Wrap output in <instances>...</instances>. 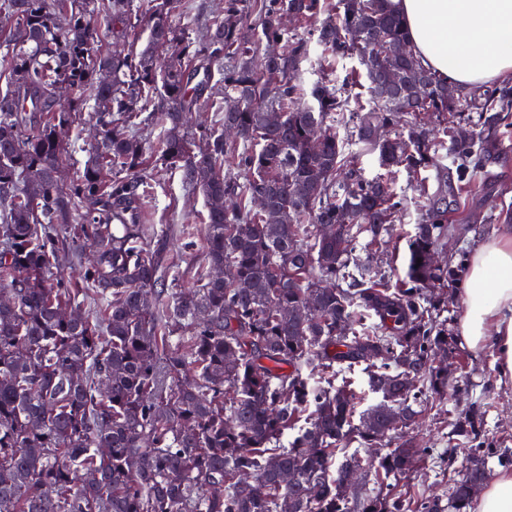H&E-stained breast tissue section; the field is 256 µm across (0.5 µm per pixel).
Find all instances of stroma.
<instances>
[{
    "instance_id": "1",
    "label": "stroma",
    "mask_w": 512,
    "mask_h": 512,
    "mask_svg": "<svg viewBox=\"0 0 512 512\" xmlns=\"http://www.w3.org/2000/svg\"><path fill=\"white\" fill-rule=\"evenodd\" d=\"M92 123V109H84L66 137V148L59 159L63 169L84 164L92 155L93 145L88 136ZM505 145V151L486 158L483 169L466 179H452L448 187L450 224L443 250L453 255L460 283L444 306L450 336L448 363L452 367L451 380L465 383L467 389L428 395L415 436L431 452L417 462L410 476L401 480L402 485L443 503L448 500L450 484L461 477L468 465L466 450L449 436L450 419L469 409H479L484 415L480 439L495 448L512 450V384L499 383L492 352L474 356L456 337L464 311L460 288L468 283L469 257L476 247L511 225L503 210L512 207V138ZM144 180L145 221L169 239L177 286L192 285L205 262L204 200L188 192L177 170L164 165H148ZM396 188L405 197L401 218L389 225L384 251L372 255L374 261L390 270L395 280L405 275L410 237L436 183L403 171L396 176Z\"/></svg>"
}]
</instances>
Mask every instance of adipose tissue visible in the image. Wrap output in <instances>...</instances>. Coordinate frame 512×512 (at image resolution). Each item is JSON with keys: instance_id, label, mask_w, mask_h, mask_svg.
<instances>
[{"instance_id": "1", "label": "adipose tissue", "mask_w": 512, "mask_h": 512, "mask_svg": "<svg viewBox=\"0 0 512 512\" xmlns=\"http://www.w3.org/2000/svg\"><path fill=\"white\" fill-rule=\"evenodd\" d=\"M422 65L460 90L512 79V0H390ZM459 339L492 350L512 380V233L487 240L468 262ZM468 512H512V471L477 494Z\"/></svg>"}]
</instances>
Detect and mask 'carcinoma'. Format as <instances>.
<instances>
[{"label": "carcinoma", "instance_id": "1", "mask_svg": "<svg viewBox=\"0 0 512 512\" xmlns=\"http://www.w3.org/2000/svg\"><path fill=\"white\" fill-rule=\"evenodd\" d=\"M0 4L18 23L3 38L0 91V294L12 297L0 303V512H405L403 495L358 494L350 474L396 480L428 453L407 435L422 397L450 387L436 361L448 323L433 318L457 281L435 261L448 236L444 161L460 179L479 166L486 132L512 125V86L448 96L398 53L409 38L390 0H265L255 42L241 37L246 0H224L200 36L173 24L180 0L141 12L133 0ZM94 11L128 43L106 42ZM286 15L319 23L301 36ZM316 46L336 64L360 59L368 103L350 108L346 84L326 76L305 90ZM61 83L92 89L101 133L66 184L57 161L84 99L60 101ZM215 91L224 115L190 125ZM150 106L161 163L206 205L207 261L187 290L168 288L167 239L131 219L149 150L134 119ZM456 121L473 134L451 137ZM354 140L378 153L380 172L350 160ZM401 170L434 171L436 189L392 286L358 238L385 243L404 205ZM85 242L94 257L80 281L54 275L60 249ZM226 267L231 277H215ZM95 293L100 313L61 316ZM357 367L381 395L358 418L336 384ZM482 422L452 423L470 447L448 512H467L489 454L512 463L471 442ZM393 434L403 441L377 463L360 454Z\"/></svg>", "mask_w": 512, "mask_h": 512}]
</instances>
